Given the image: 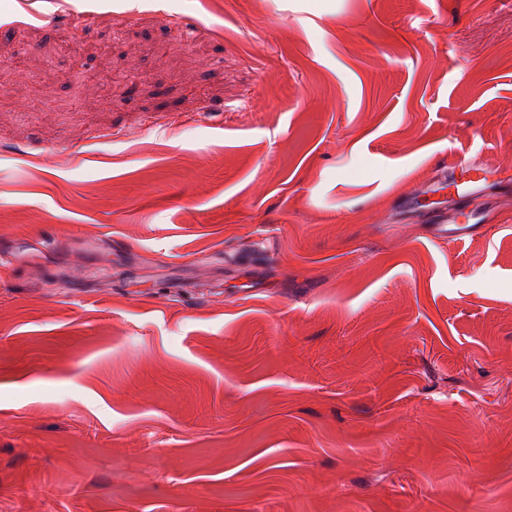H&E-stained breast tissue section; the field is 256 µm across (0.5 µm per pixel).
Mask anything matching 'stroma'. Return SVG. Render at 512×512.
I'll use <instances>...</instances> for the list:
<instances>
[{"instance_id": "35a3bbf8", "label": "stroma", "mask_w": 512, "mask_h": 512, "mask_svg": "<svg viewBox=\"0 0 512 512\" xmlns=\"http://www.w3.org/2000/svg\"><path fill=\"white\" fill-rule=\"evenodd\" d=\"M462 158L512 182V0H0V512H512ZM484 169L472 161L448 166V185L454 188L456 198L447 204L429 210L435 238L454 237L458 240L474 236L488 222L489 210L466 211L462 204L474 197L486 199L492 194Z\"/></svg>"}]
</instances>
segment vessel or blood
<instances>
[{
    "label": "vessel or blood",
    "mask_w": 512,
    "mask_h": 512,
    "mask_svg": "<svg viewBox=\"0 0 512 512\" xmlns=\"http://www.w3.org/2000/svg\"><path fill=\"white\" fill-rule=\"evenodd\" d=\"M448 184L454 189L455 199L429 212L434 237L451 236L460 240L476 235L487 223L489 212L485 209L468 211L464 204L474 197L485 199L491 196L492 187L484 169L468 160L451 164L448 167Z\"/></svg>",
    "instance_id": "1"
}]
</instances>
